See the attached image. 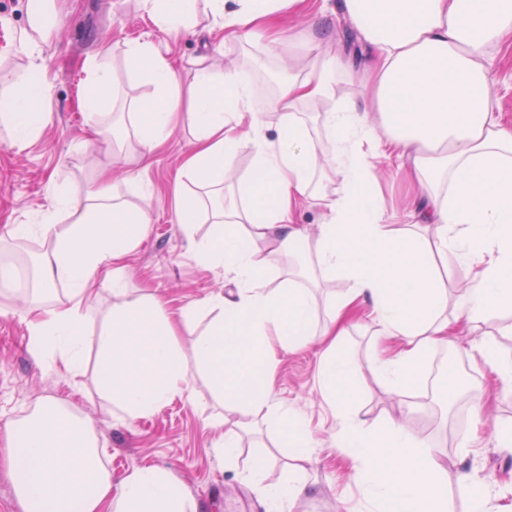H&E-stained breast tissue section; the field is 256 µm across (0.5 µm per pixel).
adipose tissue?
<instances>
[{
  "label": "adipose tissue",
  "mask_w": 512,
  "mask_h": 512,
  "mask_svg": "<svg viewBox=\"0 0 512 512\" xmlns=\"http://www.w3.org/2000/svg\"><path fill=\"white\" fill-rule=\"evenodd\" d=\"M304 2L140 0L168 36L195 34L202 12L207 32L263 37L274 54L284 48L282 19ZM53 6L54 0H31L29 27L19 38L30 75L0 95V126L21 149L38 141L49 123L45 106L53 85L41 44L50 35ZM342 11L366 50L356 74L366 101L347 100L323 112L322 142L296 108L334 99L337 76L350 69L338 57L314 55L308 75L281 84L272 139L242 71L204 66L185 83L152 43L127 42L121 52L128 70L152 89L128 100L117 91L107 57L89 60L82 107L96 136L103 132V108L121 110L140 146L126 162L141 164L179 122L196 129L182 163L184 179L174 187L175 206L199 264L223 271L231 289L173 314L160 298H129L125 263L152 218L148 209L123 200L104 174L84 196L51 193L44 223H56L62 212L69 226L45 253L37 287L43 292L62 282L68 294L50 308L28 307L29 347L39 358L56 356L77 368L94 333L82 310L87 287L100 277L111 282L112 311L97 333L99 380L113 420L130 423L190 395L193 369L204 370L216 402L245 417L263 412L265 424L287 438V480L261 489L265 512H280L283 502L306 492L314 443L306 419L276 397L274 367L280 353L327 337L318 385L336 420L334 445L354 460L369 512H448L445 469L434 449L400 419L362 417L356 381L365 368L384 391L405 395L429 357L453 346L457 328L476 332L512 313V126L496 115L490 77L491 50L512 31V0H343ZM375 140L416 189L409 201L412 223L384 220L376 174L382 155L363 150ZM243 149L252 150L253 168L238 201L228 203L227 162ZM321 165L336 178L333 192L318 188ZM312 200L325 208L313 238L296 222L298 208ZM200 222L211 234L197 242ZM302 245L310 247L324 279L349 285L322 313L309 289L291 278L276 280L269 262V253ZM451 258L472 274L453 306L440 272ZM360 308L376 336L399 343L394 354L365 366L335 341ZM203 313L209 324L183 351L175 341L178 324ZM0 429L25 512H198L195 499L162 467L134 468L113 485L95 422L57 399H41L28 416Z\"/></svg>",
  "instance_id": "obj_1"
}]
</instances>
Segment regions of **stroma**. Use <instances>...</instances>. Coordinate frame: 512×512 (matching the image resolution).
<instances>
[{
    "label": "stroma",
    "mask_w": 512,
    "mask_h": 512,
    "mask_svg": "<svg viewBox=\"0 0 512 512\" xmlns=\"http://www.w3.org/2000/svg\"><path fill=\"white\" fill-rule=\"evenodd\" d=\"M320 12L294 14L285 19L295 47L291 53L267 54L262 43L243 37L218 44L207 33L174 39L158 31L142 12L138 0H59L58 16L49 40L42 45L51 59L49 78L53 96L46 109L51 122L43 136L24 150L0 138V236L16 224H30L52 204L51 187L84 195L99 169L111 168L120 175L121 157L107 152L104 139L90 134L80 103L87 77V61L109 52V61L121 95L140 96L149 87L125 67L122 55L111 54L114 44L132 39L152 41L178 66L183 81H191L200 58L223 68H236L250 76L256 103L266 111L268 124H275L273 110L277 88L288 77L309 72L312 40L325 41L328 51L351 64H359L362 48L346 22L340 0H319ZM28 24V0H0V71L25 73L27 60L17 53L18 38ZM491 77L498 90L497 112L504 124H512V34L492 51ZM196 132L182 125L166 144L138 167L140 183L150 185L148 201L152 224L147 238L131 255L125 272L130 298L153 294L169 308L186 306L204 295L224 289L223 273L204 270L189 251L175 212L173 186L183 155ZM379 191L387 215L395 223L409 219L405 207L407 188L394 165L379 161ZM26 296L16 289L0 290V423L27 414L37 399L50 396L94 419L107 450L105 464L113 483H120L135 466L153 465L171 470L198 502L201 512H265L257 483L276 484L286 473L288 455L284 437L267 429L261 418L241 433L240 453L234 467L225 466L212 448L227 425L241 421V414L216 404L204 374H195L194 400L177 399L152 417L134 424H120L111 417V404L101 392L97 378L99 346L89 338L81 371L67 370L58 361H38L26 345ZM479 337L458 330L447 363L459 378L454 405L458 415H438L445 387L444 376L420 383L406 398L381 390L369 373H362L360 402L368 419L402 418L406 427L434 445L447 471L449 512H466L468 492L460 486V465L477 470L499 493L502 512H512V452L499 448L496 434L512 425V392H503L490 368L474 362L472 349ZM341 343L360 363L374 354L388 353L391 342L377 338L368 321L354 318ZM325 345H311L281 354L274 375L275 392L309 422L317 442L316 461L307 474V490L291 512H367L358 491L350 461L333 445L336 421L317 388L319 358ZM478 391L485 402L480 426H473L467 401ZM470 439L474 450L463 454L459 443ZM266 466L258 482L248 474L257 459Z\"/></svg>",
    "instance_id": "35a3bbf8"
}]
</instances>
